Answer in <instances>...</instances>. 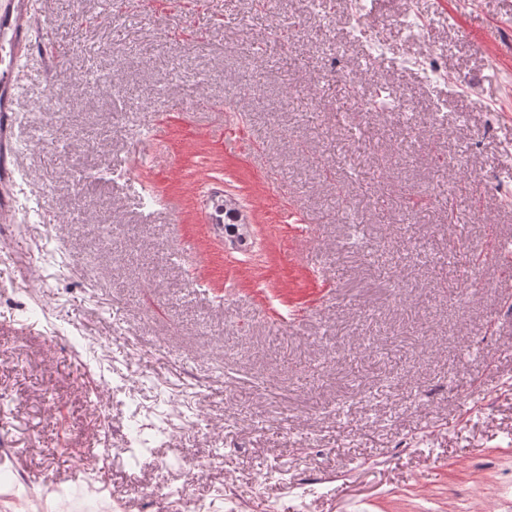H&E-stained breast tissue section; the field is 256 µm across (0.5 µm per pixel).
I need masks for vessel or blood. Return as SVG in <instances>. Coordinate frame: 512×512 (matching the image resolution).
Instances as JSON below:
<instances>
[{"label": "vessel or blood", "mask_w": 512, "mask_h": 512, "mask_svg": "<svg viewBox=\"0 0 512 512\" xmlns=\"http://www.w3.org/2000/svg\"><path fill=\"white\" fill-rule=\"evenodd\" d=\"M35 48L47 55L56 51L47 28L32 10L31 0H0V220L4 222L15 212L12 182L18 147L13 141V114L20 85L14 59Z\"/></svg>", "instance_id": "obj_1"}]
</instances>
